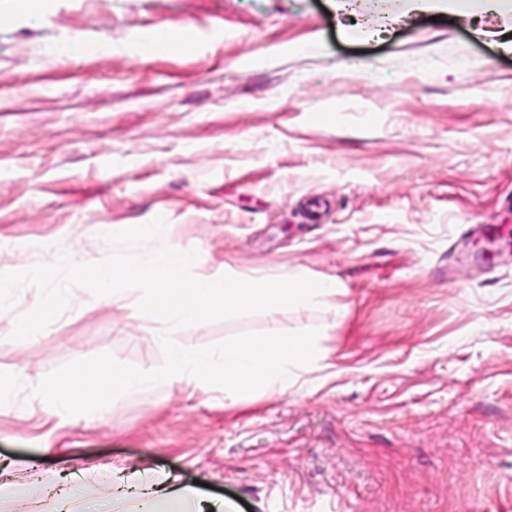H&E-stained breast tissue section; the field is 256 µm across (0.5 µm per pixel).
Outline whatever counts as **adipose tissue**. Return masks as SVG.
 <instances>
[{"instance_id": "adipose-tissue-1", "label": "adipose tissue", "mask_w": 512, "mask_h": 512, "mask_svg": "<svg viewBox=\"0 0 512 512\" xmlns=\"http://www.w3.org/2000/svg\"><path fill=\"white\" fill-rule=\"evenodd\" d=\"M112 474L122 479L125 489L141 491L142 512H231L232 509L229 503L202 497L196 490L179 485L177 476L169 472L143 477L125 474L116 467Z\"/></svg>"}]
</instances>
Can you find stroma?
<instances>
[{
	"label": "stroma",
	"mask_w": 512,
	"mask_h": 512,
	"mask_svg": "<svg viewBox=\"0 0 512 512\" xmlns=\"http://www.w3.org/2000/svg\"><path fill=\"white\" fill-rule=\"evenodd\" d=\"M0 0V272L175 243L333 277V305L177 330L199 348L316 328L287 394L194 387L66 416L33 396L100 353L160 366L133 309L77 287L0 317V512L81 508L107 467L251 512H512V7L432 0ZM160 223L169 232L144 236Z\"/></svg>",
	"instance_id": "35a3bbf8"
}]
</instances>
